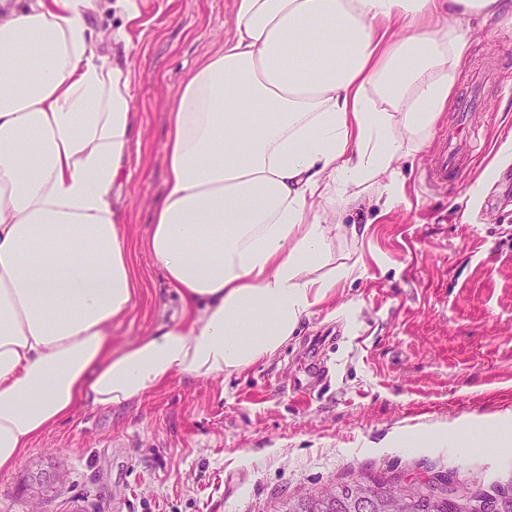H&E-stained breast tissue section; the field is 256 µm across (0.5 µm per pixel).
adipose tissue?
Masks as SVG:
<instances>
[{
  "mask_svg": "<svg viewBox=\"0 0 512 512\" xmlns=\"http://www.w3.org/2000/svg\"><path fill=\"white\" fill-rule=\"evenodd\" d=\"M95 0H0V470L85 405L271 360L358 263L316 204L404 194L466 63L512 0H235L175 98L147 246L181 321L113 350L139 280L118 203L132 68L91 49Z\"/></svg>",
  "mask_w": 512,
  "mask_h": 512,
  "instance_id": "ef3b65f1",
  "label": "adipose tissue"
}]
</instances>
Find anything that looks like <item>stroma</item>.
<instances>
[{
	"label": "stroma",
	"instance_id": "35a3bbf8",
	"mask_svg": "<svg viewBox=\"0 0 512 512\" xmlns=\"http://www.w3.org/2000/svg\"><path fill=\"white\" fill-rule=\"evenodd\" d=\"M98 0L93 44L124 29L131 43L140 144L122 208L142 286L112 325L121 349L179 309L146 241L165 190L163 151L173 95L233 30L235 0H138L126 20ZM490 73L461 149L469 169L429 184L431 150L402 166L403 203L337 212L364 238L337 233V262L358 280L307 320L271 360L216 379L174 376L144 397L86 406L0 470V512H266L275 498L368 473H436L476 493L512 486V450L420 448L409 432L446 423L469 433L512 431V23L474 25L468 61ZM57 475L38 495L30 474Z\"/></svg>",
	"mask_w": 512,
	"mask_h": 512
}]
</instances>
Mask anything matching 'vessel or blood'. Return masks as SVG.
Wrapping results in <instances>:
<instances>
[{
  "label": "vessel or blood",
  "mask_w": 512,
  "mask_h": 512,
  "mask_svg": "<svg viewBox=\"0 0 512 512\" xmlns=\"http://www.w3.org/2000/svg\"><path fill=\"white\" fill-rule=\"evenodd\" d=\"M487 81L488 77L484 71L478 69L473 72L469 93L461 97L457 102V121L449 129L448 133L443 134L434 153L427 174L428 181L445 184L456 181L461 177L465 169V163L462 156L456 151L454 143L460 140L464 133L470 132L471 127L468 123L469 112Z\"/></svg>",
  "instance_id": "1"
}]
</instances>
